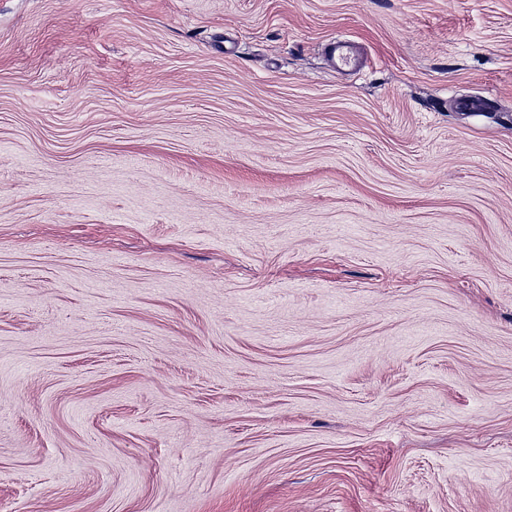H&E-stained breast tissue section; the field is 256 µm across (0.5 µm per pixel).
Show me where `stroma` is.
I'll list each match as a JSON object with an SVG mask.
<instances>
[{
  "label": "stroma",
  "mask_w": 512,
  "mask_h": 512,
  "mask_svg": "<svg viewBox=\"0 0 512 512\" xmlns=\"http://www.w3.org/2000/svg\"><path fill=\"white\" fill-rule=\"evenodd\" d=\"M0 512H512V0H0ZM324 49L325 55L334 69L354 68L360 61L358 47L349 40H333Z\"/></svg>",
  "instance_id": "1"
}]
</instances>
